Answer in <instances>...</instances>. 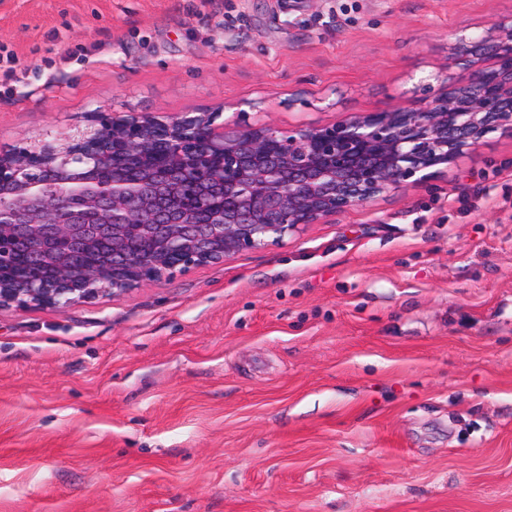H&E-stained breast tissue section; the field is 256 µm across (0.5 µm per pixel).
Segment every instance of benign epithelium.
<instances>
[{"instance_id":"benign-epithelium-1","label":"benign epithelium","mask_w":512,"mask_h":512,"mask_svg":"<svg viewBox=\"0 0 512 512\" xmlns=\"http://www.w3.org/2000/svg\"><path fill=\"white\" fill-rule=\"evenodd\" d=\"M496 28L481 43L493 67L413 110L288 134L130 117L0 153V307L64 309L265 248L512 132V24ZM158 145L178 162L127 171Z\"/></svg>"}]
</instances>
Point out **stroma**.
I'll list each match as a JSON object with an SVG mask.
<instances>
[{"label": "stroma", "instance_id": "35a3bbf8", "mask_svg": "<svg viewBox=\"0 0 512 512\" xmlns=\"http://www.w3.org/2000/svg\"><path fill=\"white\" fill-rule=\"evenodd\" d=\"M512 0H0V152L97 117L326 128ZM0 512H512V133L281 242L0 309Z\"/></svg>", "mask_w": 512, "mask_h": 512}]
</instances>
